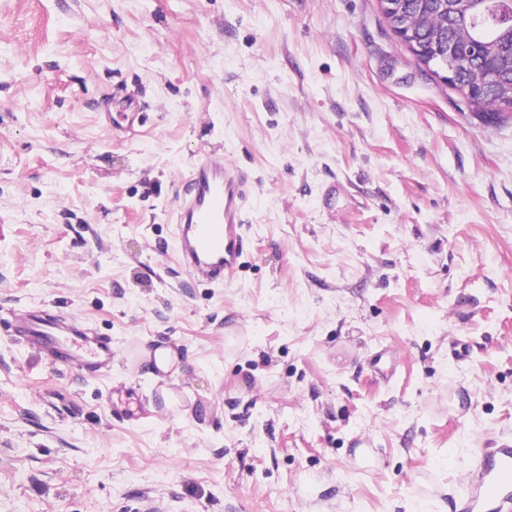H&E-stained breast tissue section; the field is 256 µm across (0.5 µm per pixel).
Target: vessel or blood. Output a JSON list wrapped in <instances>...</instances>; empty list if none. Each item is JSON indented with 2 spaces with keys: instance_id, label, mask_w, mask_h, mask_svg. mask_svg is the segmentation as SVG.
Returning a JSON list of instances; mask_svg holds the SVG:
<instances>
[{
  "instance_id": "1",
  "label": "vessel or blood",
  "mask_w": 512,
  "mask_h": 512,
  "mask_svg": "<svg viewBox=\"0 0 512 512\" xmlns=\"http://www.w3.org/2000/svg\"><path fill=\"white\" fill-rule=\"evenodd\" d=\"M126 129L139 121L136 101L112 99ZM245 175L223 154L211 153L190 169L177 214V252L182 266L203 281L221 284L232 279L244 251L241 203ZM11 335L38 349L62 368L90 374L110 370L112 340L85 325L66 321L43 309L16 312ZM457 512H512V437L484 448L467 472L456 502Z\"/></svg>"
}]
</instances>
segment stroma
Wrapping results in <instances>:
<instances>
[{
	"label": "stroma",
	"mask_w": 512,
	"mask_h": 512,
	"mask_svg": "<svg viewBox=\"0 0 512 512\" xmlns=\"http://www.w3.org/2000/svg\"><path fill=\"white\" fill-rule=\"evenodd\" d=\"M209 150L247 177L222 285L176 249ZM24 308L115 359L0 330V512H455L512 436V119L377 0H0V318ZM378 3L382 6L383 10L393 14L398 27L399 36L402 40L416 48L418 53H422V49L418 44V38L416 37L414 30L408 24L403 5L400 4L398 0H378ZM112 108L119 111L118 114L125 122V125H120L118 130L125 131L133 129L139 121L140 112L136 101L130 97L114 96L112 98ZM11 336L39 349L62 368L94 374L112 368V339L96 335L85 325L65 321L43 309L16 312L10 322Z\"/></svg>",
	"instance_id": "stroma-1"
}]
</instances>
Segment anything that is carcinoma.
<instances>
[{"mask_svg":"<svg viewBox=\"0 0 512 512\" xmlns=\"http://www.w3.org/2000/svg\"><path fill=\"white\" fill-rule=\"evenodd\" d=\"M436 2L438 0L406 3L407 15L416 34L428 45L437 38L469 44L475 33L473 24L494 17L502 9L509 7L504 0H474L471 13L450 21L438 11ZM492 67L499 71L512 72V31L502 26L492 28L479 54L478 69ZM470 109L475 112H490L499 118L505 114L512 115V86L505 84L496 91L480 89L472 98Z\"/></svg>","mask_w":512,"mask_h":512,"instance_id":"obj_1","label":"carcinoma"}]
</instances>
